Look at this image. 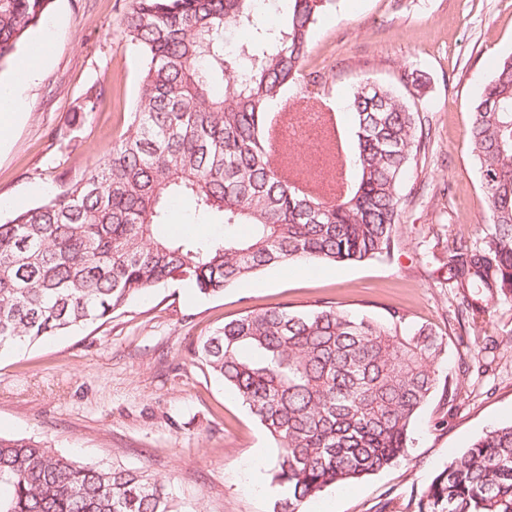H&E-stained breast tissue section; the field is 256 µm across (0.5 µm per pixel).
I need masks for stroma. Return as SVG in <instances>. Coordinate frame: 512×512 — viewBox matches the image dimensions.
<instances>
[{"label": "stroma", "instance_id": "obj_1", "mask_svg": "<svg viewBox=\"0 0 512 512\" xmlns=\"http://www.w3.org/2000/svg\"><path fill=\"white\" fill-rule=\"evenodd\" d=\"M130 0H54L41 43L44 65L21 90L28 110L0 146V220L80 177L127 129L142 64L122 20ZM512 54V0H336L319 19L304 69L330 91H285L298 115L334 114L371 80L424 105L429 131L401 189L390 256L356 264H296L260 272L201 298L174 282L135 297L107 322L52 336L22 352L0 348V434L34 437L83 462L145 470L168 480L181 512H276L277 444L235 393L194 355L198 339L239 314L331 305L446 335L442 366L458 398L420 413L407 456L307 501L302 512H415L423 489L490 427L512 422V298L462 313L448 285V255L481 240L486 202L466 138L479 87ZM417 71L415 88L403 80ZM95 112L82 114L88 96ZM65 138H53L55 129ZM484 363L486 372L472 371Z\"/></svg>", "mask_w": 512, "mask_h": 512}]
</instances>
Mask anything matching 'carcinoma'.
Segmentation results:
<instances>
[{"instance_id":"obj_1","label":"carcinoma","mask_w":512,"mask_h":512,"mask_svg":"<svg viewBox=\"0 0 512 512\" xmlns=\"http://www.w3.org/2000/svg\"><path fill=\"white\" fill-rule=\"evenodd\" d=\"M132 0L123 33L143 62L127 131L80 177L0 223V347L36 343L108 319L142 293L181 282L201 296L286 264L390 255L399 187L426 138L396 92L361 84L347 99L354 143L346 190L307 193L273 158V103L322 85L303 69L333 0ZM53 0H0V69ZM249 38L228 50L232 29ZM490 232L448 256L453 287L512 295V55L480 88L467 131ZM224 237L161 233L177 200ZM241 225L249 233L238 232ZM447 338L332 307L249 311L200 339L197 359L278 444L279 512L379 471L411 448L419 412L441 384ZM0 512H180L169 483L145 471L80 462L33 438L0 435ZM417 512H512V423L487 430L422 492Z\"/></svg>"}]
</instances>
